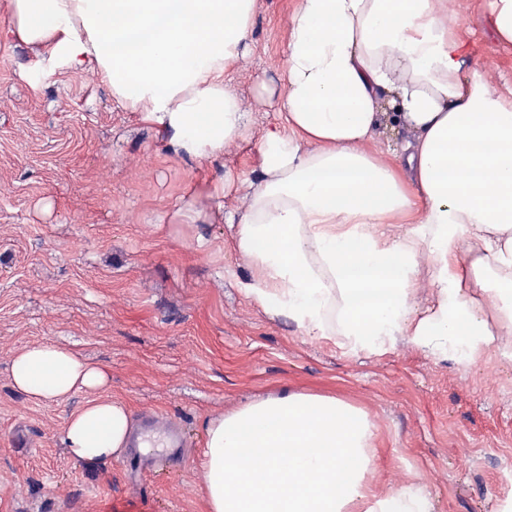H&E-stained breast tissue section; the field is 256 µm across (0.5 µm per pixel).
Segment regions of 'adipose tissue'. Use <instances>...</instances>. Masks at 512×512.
Wrapping results in <instances>:
<instances>
[{
  "label": "adipose tissue",
  "instance_id": "obj_1",
  "mask_svg": "<svg viewBox=\"0 0 512 512\" xmlns=\"http://www.w3.org/2000/svg\"><path fill=\"white\" fill-rule=\"evenodd\" d=\"M8 36L50 61L92 69L122 106L199 162L249 138L228 72L248 53L255 0H11ZM448 0H292L279 120L261 163L224 208L194 219L236 228L250 274L240 290L303 336L382 353L404 338L474 365L512 356V96L470 65ZM388 116L413 137L382 143ZM468 267H461V254ZM428 269L433 298L417 305ZM492 270L493 298L467 288ZM14 389L33 403L85 401L61 442L98 463L146 454L108 369L49 343L17 349ZM198 464L202 512H433L414 480L381 490L367 413L333 395L282 390L208 417Z\"/></svg>",
  "mask_w": 512,
  "mask_h": 512
}]
</instances>
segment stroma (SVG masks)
<instances>
[{
    "label": "stroma",
    "mask_w": 512,
    "mask_h": 512,
    "mask_svg": "<svg viewBox=\"0 0 512 512\" xmlns=\"http://www.w3.org/2000/svg\"><path fill=\"white\" fill-rule=\"evenodd\" d=\"M291 3L257 0L249 54L229 75L253 134L201 167L174 155L96 73L0 39V512H200L204 419L285 387L367 412L383 482L416 480L434 512L512 505L501 468L512 454V363L466 367L404 339L352 354L298 335L240 292L250 268L233 228L182 215L206 204L202 177L259 167L286 82ZM456 3L471 61L511 91L512 42L489 25L490 0ZM34 343L105 365L112 393L156 436L151 452L70 458L60 431L82 396L34 404L11 385L12 354Z\"/></svg>",
    "instance_id": "stroma-1"
}]
</instances>
